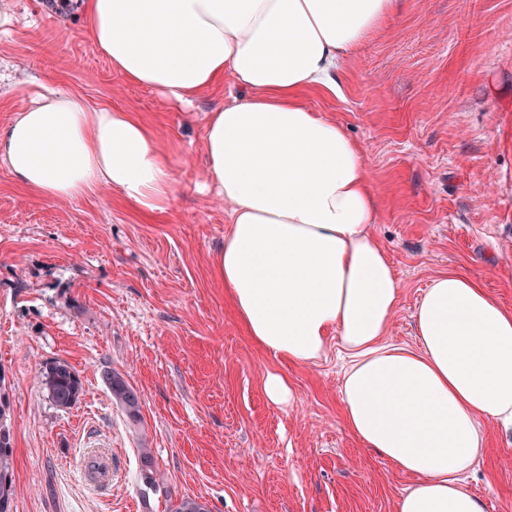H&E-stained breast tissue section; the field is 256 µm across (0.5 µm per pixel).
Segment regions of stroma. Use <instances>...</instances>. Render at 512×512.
Returning a JSON list of instances; mask_svg holds the SVG:
<instances>
[{"instance_id": "obj_1", "label": "stroma", "mask_w": 512, "mask_h": 512, "mask_svg": "<svg viewBox=\"0 0 512 512\" xmlns=\"http://www.w3.org/2000/svg\"><path fill=\"white\" fill-rule=\"evenodd\" d=\"M0 26V125L41 86L90 106L137 112L172 157L166 214L145 218L106 187L51 201L0 167V391L8 397L12 512H168L184 497L211 512H396L412 476L364 447L342 418L344 361L330 349L291 365L244 330L212 272L229 208L203 189L204 125L231 80L193 108L128 83L73 11L10 0ZM313 111L362 145L380 201L373 231L402 281L389 342L416 341L414 311L432 277L478 278L512 310V0H405L344 61ZM64 360L84 393L56 407L41 372ZM141 394L131 424L103 381ZM284 374L289 406L267 400ZM488 448L469 478L486 512H512V446L483 424ZM143 448L162 475L139 480ZM112 482H86L92 455ZM264 391L267 399L274 405L279 406L288 403L289 406L294 399L293 389L290 383L287 378L281 374H268L264 383Z\"/></svg>"}]
</instances>
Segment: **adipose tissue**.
I'll use <instances>...</instances> for the list:
<instances>
[{"mask_svg":"<svg viewBox=\"0 0 512 512\" xmlns=\"http://www.w3.org/2000/svg\"><path fill=\"white\" fill-rule=\"evenodd\" d=\"M95 51L129 82L192 105L224 77L208 113L207 186L230 209L213 273L248 335L291 364L337 345L347 428L414 476L396 512H485L467 478L482 422L512 445V311L472 276H435L417 343L387 342L402 285L372 232L379 202L362 146L309 109L344 59L402 0H75ZM0 166L37 198L105 185L139 213L168 211L172 159L125 108L57 88L0 126Z\"/></svg>","mask_w":512,"mask_h":512,"instance_id":"adipose-tissue-1","label":"adipose tissue"}]
</instances>
